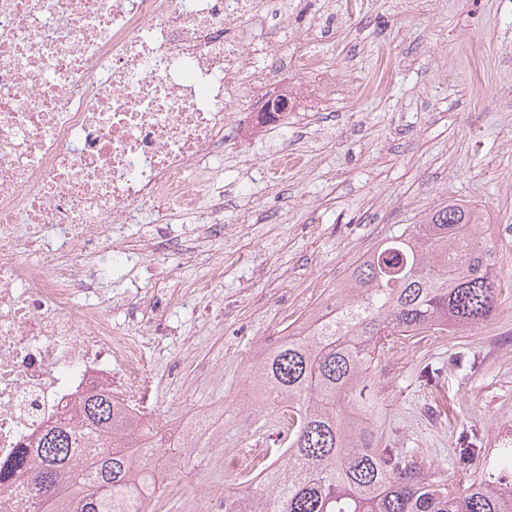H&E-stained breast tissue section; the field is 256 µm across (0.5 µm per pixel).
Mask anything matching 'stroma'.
Returning a JSON list of instances; mask_svg holds the SVG:
<instances>
[{"mask_svg":"<svg viewBox=\"0 0 512 512\" xmlns=\"http://www.w3.org/2000/svg\"><path fill=\"white\" fill-rule=\"evenodd\" d=\"M271 19L272 72L245 89L248 110L292 88L298 104L283 125H255L210 159L224 194V233L200 251L175 253L162 278L149 256L109 268L112 318L125 322L142 296L156 299L171 333L144 339L151 414L163 426L217 403L225 449L277 448L284 407L253 412L248 366L312 311L393 231L458 199L481 207L495 268L512 279V0H287ZM394 58L389 89L363 98L377 47ZM324 59L325 73L289 68L294 53ZM486 87L474 105L475 82ZM298 156L277 182L253 180L272 150ZM223 260L224 280H210ZM467 352L468 372L452 362ZM372 390L381 447L414 451L424 472L449 482L476 477L512 442V292L490 322L426 332L378 357ZM481 439L478 463L455 465L448 422Z\"/></svg>","mask_w":512,"mask_h":512,"instance_id":"35a3bbf8","label":"stroma"}]
</instances>
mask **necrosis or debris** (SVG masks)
I'll return each mask as SVG.
<instances>
[{
    "mask_svg": "<svg viewBox=\"0 0 512 512\" xmlns=\"http://www.w3.org/2000/svg\"><path fill=\"white\" fill-rule=\"evenodd\" d=\"M274 38L261 0H0V465L116 379L152 439L158 489L175 483L174 449L213 454L223 406L161 431L147 412L142 339L167 325L124 327L110 304L76 296L99 288L85 253L130 256L111 225L155 212L139 251L166 277L186 248L170 213L223 233V201L201 204L208 180L189 174L240 134L243 84L270 79L243 47Z\"/></svg>",
    "mask_w": 512,
    "mask_h": 512,
    "instance_id": "1",
    "label": "necrosis or debris"
}]
</instances>
